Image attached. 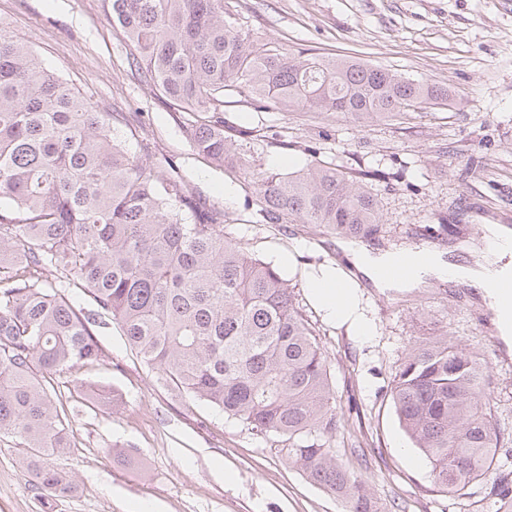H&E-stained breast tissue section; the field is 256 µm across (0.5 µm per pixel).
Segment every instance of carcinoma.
I'll return each instance as SVG.
<instances>
[{
    "mask_svg": "<svg viewBox=\"0 0 512 512\" xmlns=\"http://www.w3.org/2000/svg\"><path fill=\"white\" fill-rule=\"evenodd\" d=\"M133 61L189 124L193 149L253 187L267 224H314L368 239L382 229L377 190L332 159L266 174L217 116L234 88L262 109L343 114L359 123L448 101V90L353 59L260 44L228 0H110ZM0 438L9 437L42 495L76 485L54 460L71 448L68 415L43 383L102 360L92 328L119 326L142 361L179 394L252 433L282 438L284 457L341 498L345 512L386 507L336 455L340 420L314 327L273 265L224 236V212L132 156L112 113L46 69L31 42L0 26ZM53 268L62 285L45 288ZM81 288L85 315L66 295ZM488 363L444 336L414 346L391 399L431 465L438 491L462 495L498 465L504 432L490 406ZM88 398L120 399L101 386ZM481 512H512L509 490Z\"/></svg>",
    "mask_w": 512,
    "mask_h": 512,
    "instance_id": "carcinoma-1",
    "label": "carcinoma"
}]
</instances>
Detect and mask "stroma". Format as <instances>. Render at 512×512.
<instances>
[{"label":"stroma","instance_id":"35a3bbf8","mask_svg":"<svg viewBox=\"0 0 512 512\" xmlns=\"http://www.w3.org/2000/svg\"><path fill=\"white\" fill-rule=\"evenodd\" d=\"M255 38L288 50L346 56L448 91L444 104L365 126L344 115L261 110L224 95V133L247 128L252 168L283 173L312 149L372 184L386 249L425 234L445 248L476 238L484 224L512 225V0H231ZM0 23L34 43L43 65L74 83L147 167L224 213L225 236L264 261L292 256L280 273L315 327L330 366L337 440L363 442L349 463L394 512H470L492 486L512 489V465L471 483L466 495L436 491L431 468L400 427L389 396L417 342L449 336L489 365L491 404L512 434V357L484 303L432 280L412 291L367 289L374 322L363 338L328 322L307 279L336 257V234L310 224L258 222L243 181L198 155L185 113L160 98L132 63L133 49L108 0H0ZM232 196H225V188ZM103 360L48 383L70 418L76 446L59 464L78 489L67 497L34 490L17 449L0 439V512H344L335 494L286 461L278 436H257L206 403L160 383L117 326L95 329ZM115 388L114 407L91 405L83 385Z\"/></svg>","mask_w":512,"mask_h":512}]
</instances>
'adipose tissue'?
<instances>
[{"mask_svg":"<svg viewBox=\"0 0 512 512\" xmlns=\"http://www.w3.org/2000/svg\"><path fill=\"white\" fill-rule=\"evenodd\" d=\"M345 264L355 268L360 276L377 288L411 290L436 279L455 286L471 289L497 311L495 327L507 345H512V306L498 302L493 284L501 276L512 273L507 256L512 255V228L505 224H487L483 227L477 266L459 261L456 247L442 250L428 246L424 257L413 273L401 279H384L380 269L391 263L398 253H412V246L403 249L375 250L363 243L341 244ZM309 295L325 318L333 323L351 328L356 335L367 337L373 332L365 316L358 296V283L341 279L335 265L323 266L319 275L310 277L307 283Z\"/></svg>","mask_w":512,"mask_h":512,"instance_id":"adipose-tissue-1","label":"adipose tissue"}]
</instances>
